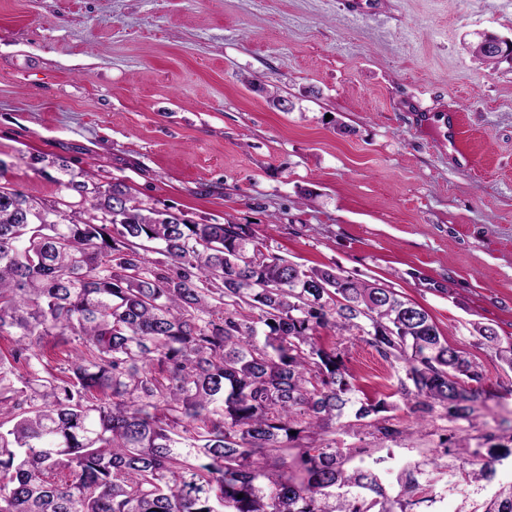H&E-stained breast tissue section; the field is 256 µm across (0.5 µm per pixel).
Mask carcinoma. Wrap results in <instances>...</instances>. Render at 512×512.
<instances>
[{
  "mask_svg": "<svg viewBox=\"0 0 512 512\" xmlns=\"http://www.w3.org/2000/svg\"><path fill=\"white\" fill-rule=\"evenodd\" d=\"M495 58L512 41L485 37ZM42 175L64 193L38 201L0 164V512H406L414 473L390 499L381 477L321 441L294 467L271 469L293 424L320 434L346 413L361 422L385 402L356 397L340 353L346 333L397 364L396 395L413 414L467 420L487 394L478 365L431 315L390 286L334 267L302 269L244 224H199L107 185L67 161ZM156 253L153 259L150 254ZM512 370V337L477 327ZM70 346L55 368L39 348ZM446 447L465 481L489 484L483 454ZM456 512H512V481Z\"/></svg>",
  "mask_w": 512,
  "mask_h": 512,
  "instance_id": "1",
  "label": "carcinoma"
}]
</instances>
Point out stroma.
<instances>
[{"label":"stroma","mask_w":512,"mask_h":512,"mask_svg":"<svg viewBox=\"0 0 512 512\" xmlns=\"http://www.w3.org/2000/svg\"><path fill=\"white\" fill-rule=\"evenodd\" d=\"M484 34L512 40V0H0V159L34 198L62 158L424 307L483 374L470 420L417 427L395 368L321 333L399 431L329 436L394 497L447 437L512 443V371L476 332L512 336V60L476 57Z\"/></svg>","instance_id":"35a3bbf8"}]
</instances>
